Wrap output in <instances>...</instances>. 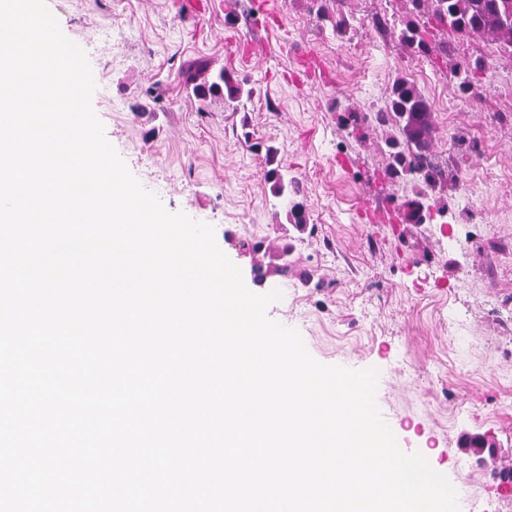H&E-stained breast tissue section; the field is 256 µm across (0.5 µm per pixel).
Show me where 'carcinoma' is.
I'll use <instances>...</instances> for the list:
<instances>
[{"label":"carcinoma","mask_w":512,"mask_h":512,"mask_svg":"<svg viewBox=\"0 0 512 512\" xmlns=\"http://www.w3.org/2000/svg\"><path fill=\"white\" fill-rule=\"evenodd\" d=\"M406 15L401 26L390 27L400 45L410 54L426 58L443 57L451 62V69L458 79V90L468 94L479 81V75L488 66V57L458 53L449 37L458 40L482 38L496 45V50L512 58V22L503 19L512 12V0H405ZM186 83L192 94L201 100L224 98L232 110H237L244 89L230 71L222 68L210 77L198 72H187ZM375 120L380 126L397 128L403 140L388 141L390 163L387 174L392 179L413 181L422 186L417 199L405 203L408 218L422 220L426 209L422 198L426 191L444 188V172L428 162L431 112L417 87L402 77L392 84L389 105L377 111ZM266 163L270 168L265 176L271 191L278 197L295 193L296 180L288 177L286 170L276 163L277 149H265Z\"/></svg>","instance_id":"obj_1"}]
</instances>
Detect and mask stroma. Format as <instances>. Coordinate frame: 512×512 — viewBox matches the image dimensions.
Instances as JSON below:
<instances>
[{"mask_svg": "<svg viewBox=\"0 0 512 512\" xmlns=\"http://www.w3.org/2000/svg\"><path fill=\"white\" fill-rule=\"evenodd\" d=\"M45 0L63 34L83 44L93 109L131 174L171 213L211 225L220 249L267 309L295 329L318 362L377 369L375 402L405 452L465 487L474 512H505L497 486L512 478V60L490 56L476 96L459 92L440 60L409 56L374 16L401 0H327L352 39L317 23L313 0ZM231 71L250 90L238 111L198 100L183 73ZM417 72L425 99L447 92L431 150L465 191L429 193L454 218L405 223L413 183L386 174L390 127L371 119L394 79ZM364 116L360 135L344 118ZM474 147L458 146L461 134ZM299 186L307 228L265 178L266 146ZM294 244L288 271L255 285L248 246ZM494 455H475L472 437Z\"/></svg>", "mask_w": 512, "mask_h": 512, "instance_id": "35a3bbf8", "label": "stroma"}]
</instances>
